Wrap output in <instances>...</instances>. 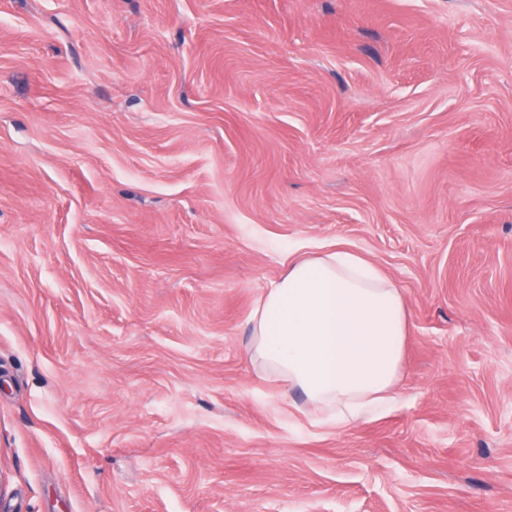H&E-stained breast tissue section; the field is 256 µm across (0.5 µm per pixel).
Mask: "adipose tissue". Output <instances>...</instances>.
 Returning <instances> with one entry per match:
<instances>
[{
	"label": "adipose tissue",
	"mask_w": 512,
	"mask_h": 512,
	"mask_svg": "<svg viewBox=\"0 0 512 512\" xmlns=\"http://www.w3.org/2000/svg\"><path fill=\"white\" fill-rule=\"evenodd\" d=\"M250 357L337 423L392 402L408 338L398 286L359 254L288 255L250 316Z\"/></svg>",
	"instance_id": "adipose-tissue-1"
}]
</instances>
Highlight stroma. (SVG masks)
<instances>
[{"label":"stroma","mask_w":512,"mask_h":512,"mask_svg":"<svg viewBox=\"0 0 512 512\" xmlns=\"http://www.w3.org/2000/svg\"><path fill=\"white\" fill-rule=\"evenodd\" d=\"M339 242L347 425L246 351ZM0 512H512V0H0ZM250 358L337 424L394 399L408 338L402 290L359 254H288L250 316Z\"/></svg>","instance_id":"stroma-1"}]
</instances>
